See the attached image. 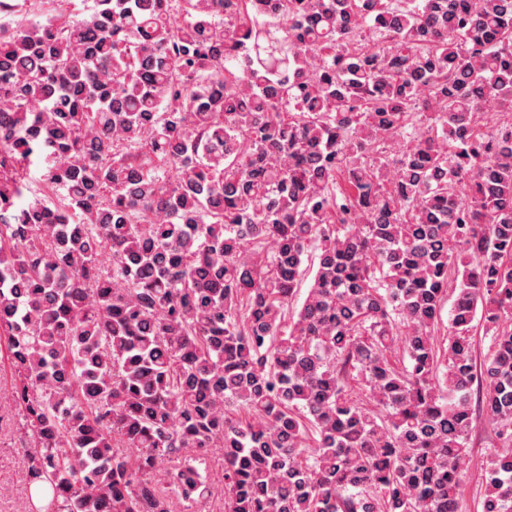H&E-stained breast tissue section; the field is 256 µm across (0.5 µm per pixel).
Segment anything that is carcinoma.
Listing matches in <instances>:
<instances>
[{
  "label": "carcinoma",
  "instance_id": "cac0c4a2",
  "mask_svg": "<svg viewBox=\"0 0 512 512\" xmlns=\"http://www.w3.org/2000/svg\"><path fill=\"white\" fill-rule=\"evenodd\" d=\"M26 3L0 360L31 512H176L214 448L224 512H458L476 407L512 512V126L472 133L512 112V0Z\"/></svg>",
  "mask_w": 512,
  "mask_h": 512
}]
</instances>
